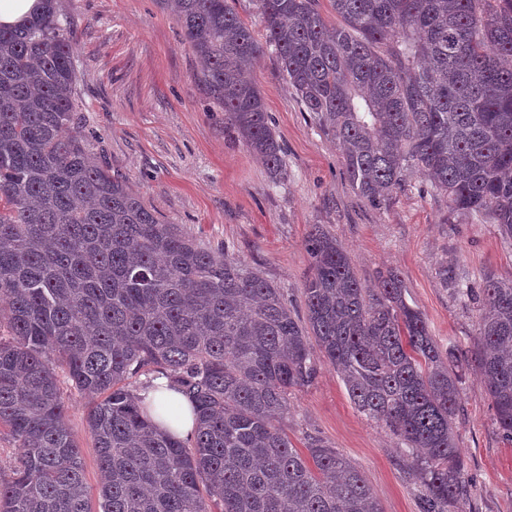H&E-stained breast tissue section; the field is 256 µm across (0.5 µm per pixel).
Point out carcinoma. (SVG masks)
I'll return each instance as SVG.
<instances>
[{
	"label": "carcinoma",
	"mask_w": 512,
	"mask_h": 512,
	"mask_svg": "<svg viewBox=\"0 0 512 512\" xmlns=\"http://www.w3.org/2000/svg\"><path fill=\"white\" fill-rule=\"evenodd\" d=\"M0 28V427L20 459L0 512H92L57 369L94 400L98 512H381L362 472L281 426L316 376L311 342L351 402L406 446L421 512L469 490L454 431L460 375L408 305L377 287L320 225L308 236L305 318L282 289L162 224L92 158L76 122L70 35L52 6ZM238 138L282 174V147L246 70L267 48L303 111L331 134L373 205L413 170L451 213L488 217L512 241V0H261L265 42L227 0H162ZM477 362L512 442V280L487 276ZM163 375L193 403L192 438L157 430L130 379Z\"/></svg>",
	"instance_id": "obj_1"
}]
</instances>
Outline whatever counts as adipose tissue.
Returning <instances> with one entry per match:
<instances>
[{
    "label": "adipose tissue",
    "mask_w": 512,
    "mask_h": 512,
    "mask_svg": "<svg viewBox=\"0 0 512 512\" xmlns=\"http://www.w3.org/2000/svg\"><path fill=\"white\" fill-rule=\"evenodd\" d=\"M140 395L146 405L155 407L154 420L162 432L182 439L193 434L195 415L192 404L169 379L162 376L154 378Z\"/></svg>",
    "instance_id": "1"
}]
</instances>
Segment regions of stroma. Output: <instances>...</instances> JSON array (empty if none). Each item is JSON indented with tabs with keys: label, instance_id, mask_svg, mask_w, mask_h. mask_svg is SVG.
<instances>
[{
	"label": "stroma",
	"instance_id": "35a3bbf8",
	"mask_svg": "<svg viewBox=\"0 0 512 512\" xmlns=\"http://www.w3.org/2000/svg\"><path fill=\"white\" fill-rule=\"evenodd\" d=\"M72 40L78 122L93 132V153L165 224L283 288L303 309L310 271L307 236L320 224L373 288L397 272L407 304L424 315L437 342L460 365L457 442L470 483L458 512H512V442L496 421L477 365V301L459 289L486 275L512 279V244L486 219L452 214L429 180L412 174L405 189L375 206L358 197L338 147L303 112L274 54L250 77L261 89L283 148L286 173L266 166L224 124V111L202 82V63L170 10L158 0H56ZM311 385L288 396L283 427L296 448L316 437L363 473L382 512H419V487L403 462V445L359 414L335 369L313 350ZM67 423L82 451L84 480L97 492L91 403L65 388Z\"/></svg>",
	"mask_w": 512,
	"mask_h": 512
}]
</instances>
